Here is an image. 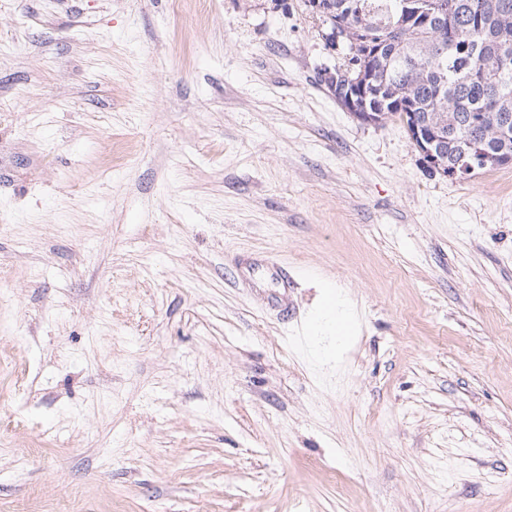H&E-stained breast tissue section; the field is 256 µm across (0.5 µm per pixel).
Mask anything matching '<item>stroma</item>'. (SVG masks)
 Instances as JSON below:
<instances>
[{
	"label": "stroma",
	"instance_id": "stroma-1",
	"mask_svg": "<svg viewBox=\"0 0 512 512\" xmlns=\"http://www.w3.org/2000/svg\"><path fill=\"white\" fill-rule=\"evenodd\" d=\"M327 33L0 0V512H512V164L430 175ZM342 305L341 301L336 300L334 304L331 300H325L317 318V328L336 338V344L344 338L350 324V318L346 311L339 308Z\"/></svg>",
	"mask_w": 512,
	"mask_h": 512
}]
</instances>
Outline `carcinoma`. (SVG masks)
<instances>
[{"instance_id":"carcinoma-1","label":"carcinoma","mask_w":512,"mask_h":512,"mask_svg":"<svg viewBox=\"0 0 512 512\" xmlns=\"http://www.w3.org/2000/svg\"><path fill=\"white\" fill-rule=\"evenodd\" d=\"M303 0L346 50L340 75L364 89L370 112H388L406 131L429 112L448 113V162L500 166L463 154L485 136L484 117L503 125L492 152H512V0Z\"/></svg>"}]
</instances>
